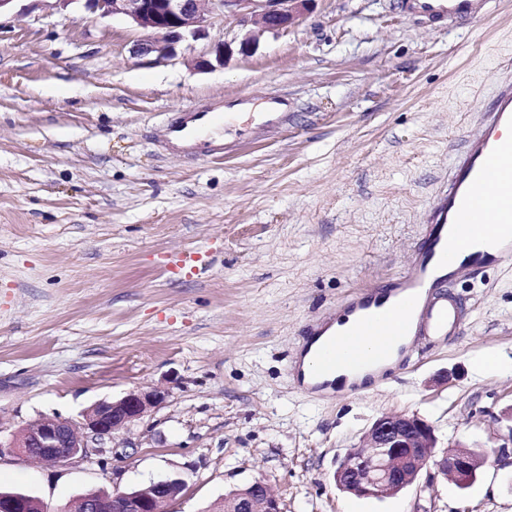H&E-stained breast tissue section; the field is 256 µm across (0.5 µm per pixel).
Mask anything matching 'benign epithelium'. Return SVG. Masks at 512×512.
Masks as SVG:
<instances>
[{"label": "benign epithelium", "mask_w": 512, "mask_h": 512, "mask_svg": "<svg viewBox=\"0 0 512 512\" xmlns=\"http://www.w3.org/2000/svg\"><path fill=\"white\" fill-rule=\"evenodd\" d=\"M66 9H86L100 18L123 17L145 33L132 48L135 57L153 58L156 63L174 57L175 46L196 39L211 18L230 13L247 21L259 17L261 30L278 33L301 19L312 0H53ZM214 59H201L198 66L224 65L233 54L221 41L213 48ZM168 391L159 387L135 388L123 397L102 400L82 414L79 421L39 418L22 427L0 452L10 451L45 466L76 462L95 452L105 453L93 443L115 437L165 403ZM497 440V462L512 465V406L502 414ZM438 439L433 425L417 416L386 413L368 429L365 444L350 448L336 462V487L356 497L397 494L413 485L422 469L432 465L436 472L453 478L464 490L477 477L479 454L458 443L436 452ZM179 474L151 481L129 492H89L73 497L64 512H164V506L184 489ZM45 509L43 501L23 493H1L0 512H27L30 502ZM218 512H282L278 497L263 478L234 491L218 503Z\"/></svg>", "instance_id": "7a95c632"}]
</instances>
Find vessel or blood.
Wrapping results in <instances>:
<instances>
[{
    "label": "vessel or blood",
    "instance_id": "1",
    "mask_svg": "<svg viewBox=\"0 0 512 512\" xmlns=\"http://www.w3.org/2000/svg\"><path fill=\"white\" fill-rule=\"evenodd\" d=\"M496 0H400L405 14L432 23L464 24L492 14ZM227 116L210 109L177 113L167 125L164 148L188 159L223 152L213 138ZM483 134L467 141L447 186L435 197L426 232L409 265L381 288L351 293L343 314L351 328L331 331L330 320L312 328L302 346L312 356L313 381L308 391L332 387L347 372L382 361L412 358L420 343L463 332L460 303L447 289L462 274L481 271L490 261L480 244L481 225L504 228L500 253L512 250V139L501 128L512 127V83L506 84L492 110L485 113ZM374 337L371 349L352 340L354 332Z\"/></svg>",
    "mask_w": 512,
    "mask_h": 512
}]
</instances>
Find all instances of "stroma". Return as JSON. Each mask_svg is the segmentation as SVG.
<instances>
[{
    "mask_svg": "<svg viewBox=\"0 0 512 512\" xmlns=\"http://www.w3.org/2000/svg\"><path fill=\"white\" fill-rule=\"evenodd\" d=\"M244 27L259 21H209L153 64L121 17L18 0L0 19V440L136 387L169 392L107 454L49 467L0 453V489L63 512L179 474L166 512H208L257 478L283 512H512L494 453L512 406V259L457 280L462 336L366 390L314 395L292 375L306 330L407 266L512 79V0L461 28L397 0H314L251 55L195 67ZM275 96L288 117L269 126L257 114ZM219 99L252 109L219 134L223 156L161 152L172 116ZM385 413L480 449L476 482L425 471L379 499L338 490L337 456Z\"/></svg>",
    "mask_w": 512,
    "mask_h": 512,
    "instance_id": "35a3bbf8",
    "label": "stroma"
}]
</instances>
